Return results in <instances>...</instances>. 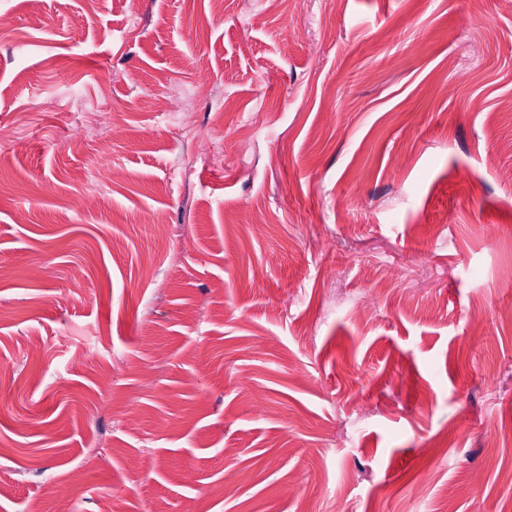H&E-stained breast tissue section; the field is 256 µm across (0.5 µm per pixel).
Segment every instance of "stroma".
Here are the masks:
<instances>
[{"label": "stroma", "mask_w": 512, "mask_h": 512, "mask_svg": "<svg viewBox=\"0 0 512 512\" xmlns=\"http://www.w3.org/2000/svg\"><path fill=\"white\" fill-rule=\"evenodd\" d=\"M0 17V512H512V0Z\"/></svg>", "instance_id": "stroma-1"}]
</instances>
